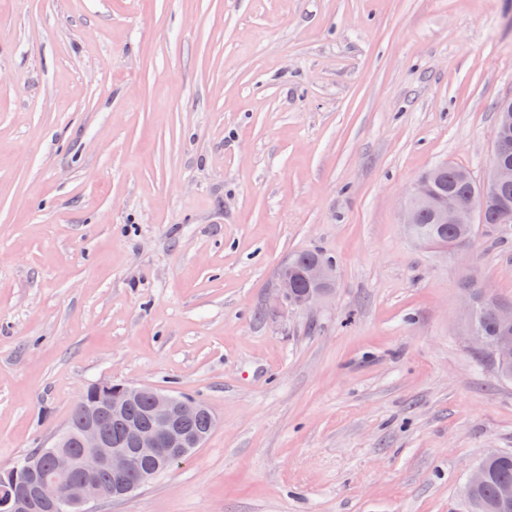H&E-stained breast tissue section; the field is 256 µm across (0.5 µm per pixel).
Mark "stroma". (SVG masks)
<instances>
[{"instance_id": "35a3bbf8", "label": "stroma", "mask_w": 512, "mask_h": 512, "mask_svg": "<svg viewBox=\"0 0 512 512\" xmlns=\"http://www.w3.org/2000/svg\"><path fill=\"white\" fill-rule=\"evenodd\" d=\"M510 97L512 0H0V468L110 380L217 425L91 512H464L512 383L461 281L512 300V232L465 271L403 209ZM303 250L332 295L274 307Z\"/></svg>"}]
</instances>
